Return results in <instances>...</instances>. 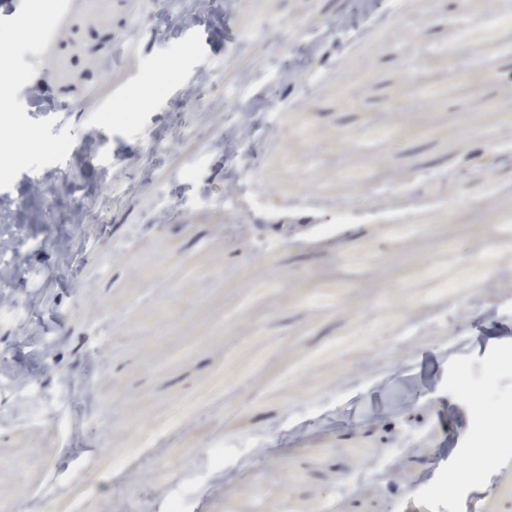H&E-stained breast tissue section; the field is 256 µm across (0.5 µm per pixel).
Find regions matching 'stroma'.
<instances>
[{
    "label": "stroma",
    "instance_id": "1",
    "mask_svg": "<svg viewBox=\"0 0 512 512\" xmlns=\"http://www.w3.org/2000/svg\"><path fill=\"white\" fill-rule=\"evenodd\" d=\"M401 2L68 0L52 40L0 42L42 144L0 175V305L33 329L0 319V512H512V239L471 273L512 204V26L482 25L512 0ZM445 171L453 222L419 189ZM386 382L404 406L368 419Z\"/></svg>",
    "mask_w": 512,
    "mask_h": 512
}]
</instances>
